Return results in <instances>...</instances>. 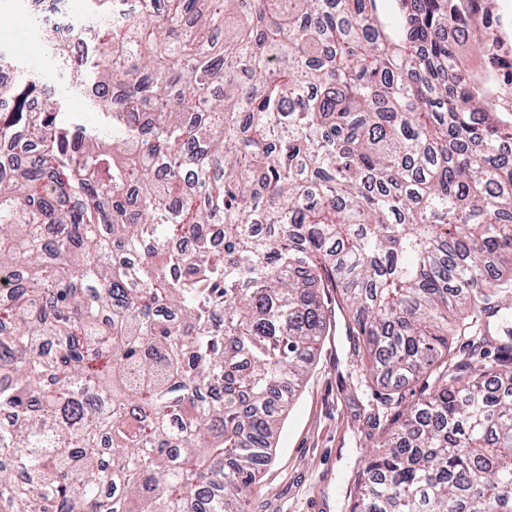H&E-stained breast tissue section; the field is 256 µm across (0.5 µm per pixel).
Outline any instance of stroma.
I'll return each instance as SVG.
<instances>
[{
    "label": "stroma",
    "instance_id": "35a3bbf8",
    "mask_svg": "<svg viewBox=\"0 0 512 512\" xmlns=\"http://www.w3.org/2000/svg\"><path fill=\"white\" fill-rule=\"evenodd\" d=\"M0 53L22 68L36 58L33 76L68 94L71 76L46 54L26 0H0ZM327 296L334 307L328 332L284 420L275 455L257 477L253 512H348L361 461L397 414L383 403L381 387L363 377L348 318L337 309L339 294Z\"/></svg>",
    "mask_w": 512,
    "mask_h": 512
}]
</instances>
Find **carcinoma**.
<instances>
[{"label":"carcinoma","mask_w":512,"mask_h":512,"mask_svg":"<svg viewBox=\"0 0 512 512\" xmlns=\"http://www.w3.org/2000/svg\"><path fill=\"white\" fill-rule=\"evenodd\" d=\"M72 88L0 89V512H252L333 288L430 392L349 512H512V121L484 0H83ZM58 67L64 45L43 39ZM489 72L474 79L457 46ZM495 346L441 366L448 337Z\"/></svg>","instance_id":"cac0c4a2"}]
</instances>
